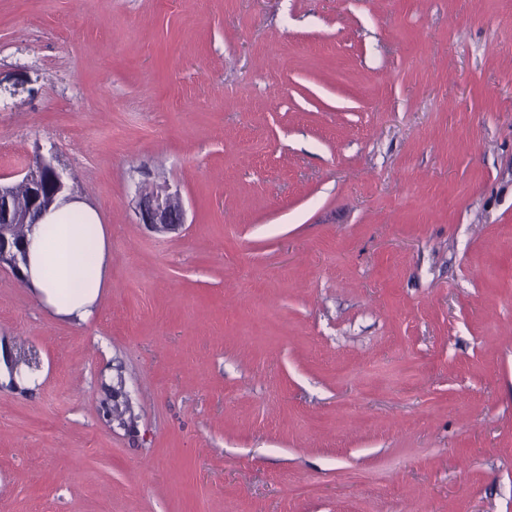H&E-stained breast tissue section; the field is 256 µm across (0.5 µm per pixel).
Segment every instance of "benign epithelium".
<instances>
[{
    "instance_id": "1",
    "label": "benign epithelium",
    "mask_w": 512,
    "mask_h": 512,
    "mask_svg": "<svg viewBox=\"0 0 512 512\" xmlns=\"http://www.w3.org/2000/svg\"><path fill=\"white\" fill-rule=\"evenodd\" d=\"M27 192L24 198L16 197L15 185L0 177V205L14 203L12 218L0 224V266L9 267L18 277L23 278L19 257L25 255V245L15 234V225L28 224L34 213H46L63 192L69 190L65 182L64 168L57 157L49 159L41 154L29 162L23 178ZM140 223L156 232L174 229L184 221V207L178 192L167 185H161L148 192H140L137 201Z\"/></svg>"
}]
</instances>
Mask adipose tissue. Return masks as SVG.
Returning a JSON list of instances; mask_svg holds the SVG:
<instances>
[{
	"label": "adipose tissue",
	"mask_w": 512,
	"mask_h": 512,
	"mask_svg": "<svg viewBox=\"0 0 512 512\" xmlns=\"http://www.w3.org/2000/svg\"><path fill=\"white\" fill-rule=\"evenodd\" d=\"M24 279L58 315L93 318L106 284V229L100 212L81 199L60 202L26 234Z\"/></svg>",
	"instance_id": "adipose-tissue-1"
}]
</instances>
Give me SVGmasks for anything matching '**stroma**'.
I'll return each mask as SVG.
<instances>
[{
    "instance_id": "stroma-1",
    "label": "stroma",
    "mask_w": 512,
    "mask_h": 512,
    "mask_svg": "<svg viewBox=\"0 0 512 512\" xmlns=\"http://www.w3.org/2000/svg\"><path fill=\"white\" fill-rule=\"evenodd\" d=\"M38 153L108 279L0 269V512H512V0H0ZM136 208L140 223L156 232L172 230L184 221L182 199L167 185L156 186L148 192L141 191Z\"/></svg>"
}]
</instances>
